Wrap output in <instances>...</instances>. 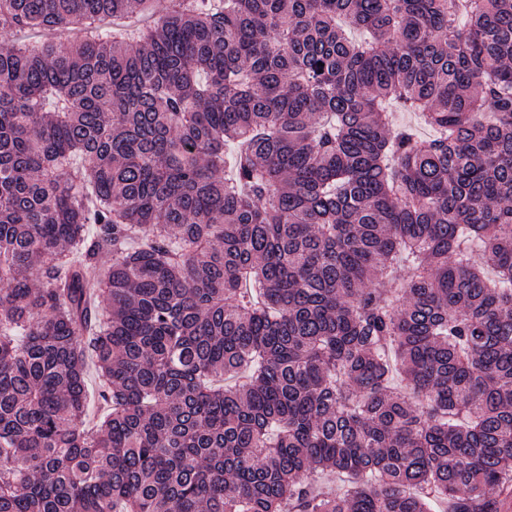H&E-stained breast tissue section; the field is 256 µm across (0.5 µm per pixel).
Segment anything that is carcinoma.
Listing matches in <instances>:
<instances>
[{
    "label": "carcinoma",
    "mask_w": 512,
    "mask_h": 512,
    "mask_svg": "<svg viewBox=\"0 0 512 512\" xmlns=\"http://www.w3.org/2000/svg\"><path fill=\"white\" fill-rule=\"evenodd\" d=\"M163 2L0 0V512H502L512 0Z\"/></svg>",
    "instance_id": "cac0c4a2"
}]
</instances>
